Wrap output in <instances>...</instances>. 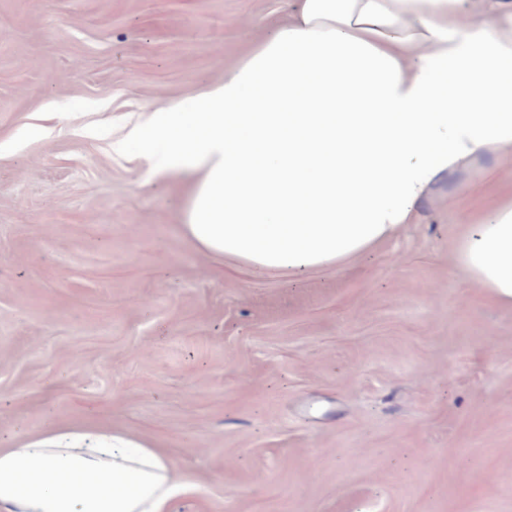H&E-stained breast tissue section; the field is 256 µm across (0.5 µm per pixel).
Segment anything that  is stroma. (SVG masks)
<instances>
[{"label":"stroma","instance_id":"obj_1","mask_svg":"<svg viewBox=\"0 0 512 512\" xmlns=\"http://www.w3.org/2000/svg\"><path fill=\"white\" fill-rule=\"evenodd\" d=\"M283 0H0V448L165 455L167 512H512V304L456 256L512 161L436 184L343 265L192 245L189 179L112 149L223 81Z\"/></svg>","mask_w":512,"mask_h":512}]
</instances>
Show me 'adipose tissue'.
<instances>
[{
	"mask_svg": "<svg viewBox=\"0 0 512 512\" xmlns=\"http://www.w3.org/2000/svg\"><path fill=\"white\" fill-rule=\"evenodd\" d=\"M130 136L148 178L193 176L194 246L262 270L343 264L460 165L512 157V0H288L223 82ZM457 259L512 303V201ZM180 491L169 460L120 434L0 448V512H165Z\"/></svg>",
	"mask_w": 512,
	"mask_h": 512,
	"instance_id": "ef3b65f1",
	"label": "adipose tissue"
}]
</instances>
